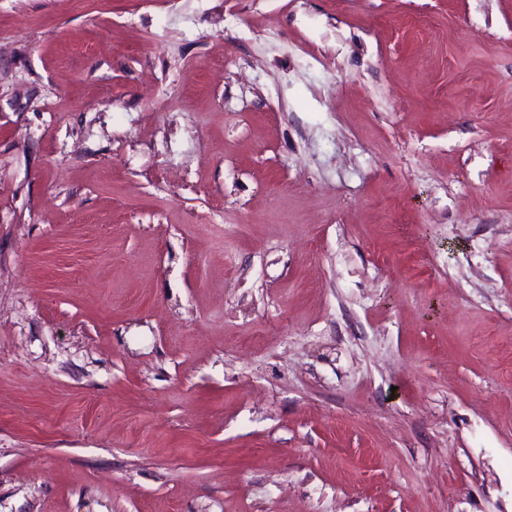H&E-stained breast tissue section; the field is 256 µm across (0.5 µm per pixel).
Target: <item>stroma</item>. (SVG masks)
Segmentation results:
<instances>
[{
  "instance_id": "1",
  "label": "stroma",
  "mask_w": 512,
  "mask_h": 512,
  "mask_svg": "<svg viewBox=\"0 0 512 512\" xmlns=\"http://www.w3.org/2000/svg\"><path fill=\"white\" fill-rule=\"evenodd\" d=\"M0 40V512H512V0Z\"/></svg>"
}]
</instances>
